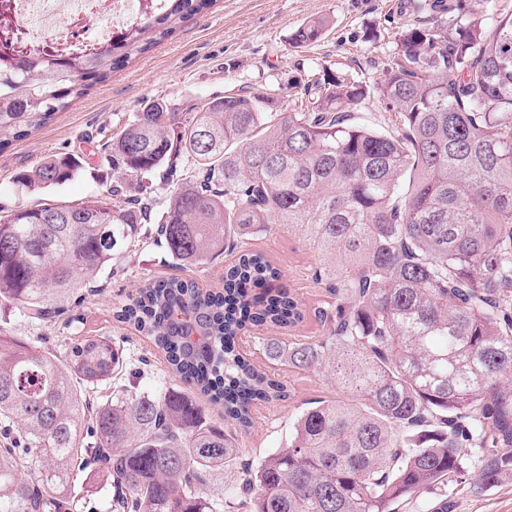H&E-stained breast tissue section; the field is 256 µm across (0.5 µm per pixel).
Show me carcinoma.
Here are the masks:
<instances>
[{
    "instance_id": "obj_1",
    "label": "carcinoma",
    "mask_w": 512,
    "mask_h": 512,
    "mask_svg": "<svg viewBox=\"0 0 512 512\" xmlns=\"http://www.w3.org/2000/svg\"><path fill=\"white\" fill-rule=\"evenodd\" d=\"M213 0H165L89 58L50 55L0 68V147L24 139L118 65L173 35ZM436 23L400 33L377 88L392 128L350 123L367 89L323 71L283 99L240 94L182 112L147 104L108 147L127 187L84 202L51 199L0 216V303L52 323L79 288H97L138 226L184 265L235 250L271 224L300 229L329 260L330 335L273 360L325 368L345 393L297 416L288 446L244 465L239 512H395L462 474L478 449L490 482L512 471V13L486 28L459 0H431ZM317 18L289 45L316 42ZM191 158L192 165L179 161ZM51 155L21 174L29 191L72 180ZM172 191L159 202L144 181ZM257 252L224 291L172 277L117 308L182 383L243 433L252 408L288 398L239 350L247 325L293 326L290 292ZM120 348L88 336L64 360L0 335V512H76V473L114 489L106 512H224L202 487L224 484L238 437L202 421L178 390L111 392Z\"/></svg>"
}]
</instances>
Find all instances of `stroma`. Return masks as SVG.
I'll use <instances>...</instances> for the list:
<instances>
[{
    "instance_id": "obj_1",
    "label": "stroma",
    "mask_w": 512,
    "mask_h": 512,
    "mask_svg": "<svg viewBox=\"0 0 512 512\" xmlns=\"http://www.w3.org/2000/svg\"><path fill=\"white\" fill-rule=\"evenodd\" d=\"M316 17L329 19L325 35L307 48L288 50L291 33ZM432 18L428 8L407 7L405 0H214L207 10L182 23L172 37L137 55L57 112L46 126L0 151V209L33 207L54 197L88 201L115 185L118 176L105 144L150 101L183 109L243 92L279 97L327 67L369 89L353 112L354 123L390 130L389 115L380 107L376 88L394 56L399 34L417 23L431 24ZM50 155L77 158L81 164L77 176L44 191L29 192L18 186L20 172ZM247 248L262 253L279 269L282 285L305 312L296 326H259L246 333L244 349L250 360L285 381L289 391L287 400L256 405L252 428L238 436L246 459L256 464L287 445L293 423L307 403L333 400L342 392L327 372L297 369L270 359L265 352L270 339L290 345L329 335V325L316 317L331 300L324 284L315 279L324 263L323 253L284 224L249 240ZM233 261V256L223 254L201 264L177 265L160 244L155 223L142 224L134 242L103 274L102 287L83 291L80 302L56 322L36 325L2 306L0 331L62 358L85 336L87 328L80 324L85 318L89 328L123 351V385L137 391L161 386L178 390L182 384L168 373L163 354L134 328L118 322L114 311L157 279L177 276L204 288H222L224 269ZM463 466L461 483L447 489L450 512H512L511 472L485 483L477 477L471 455H464Z\"/></svg>"
}]
</instances>
